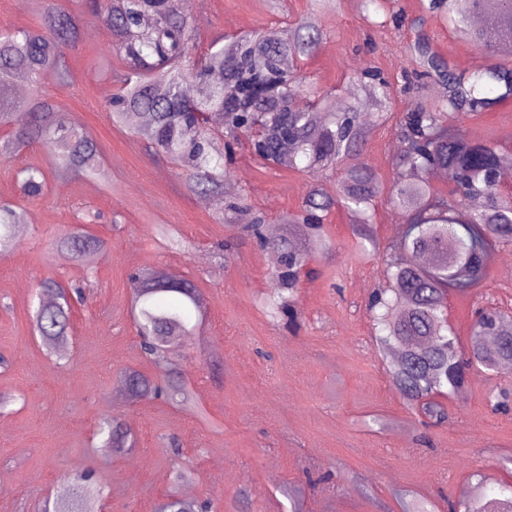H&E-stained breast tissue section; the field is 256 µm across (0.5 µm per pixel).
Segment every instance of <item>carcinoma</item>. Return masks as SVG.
<instances>
[{"label":"carcinoma","mask_w":512,"mask_h":512,"mask_svg":"<svg viewBox=\"0 0 512 512\" xmlns=\"http://www.w3.org/2000/svg\"><path fill=\"white\" fill-rule=\"evenodd\" d=\"M112 31V52L123 63L115 73L119 92L108 102L115 126H125L147 142V150L177 165L189 192L224 194L230 175L224 156H233L240 138L250 139L258 120L264 133L251 139L253 153L272 166L302 168L312 175L303 209L290 214L270 232L257 214L244 225L260 246L277 253L278 288L267 303L270 314L294 323L299 317L294 295L301 274L315 258L335 251L322 216L333 207L354 218L357 259L376 247L371 233L380 193L379 177L363 160L361 115L391 100L390 83L375 73L360 81L363 94L344 112L331 106L329 96L303 99L309 92L301 75L304 62L324 38L319 16L336 0H310L308 13L286 29L250 30L216 50L208 49L200 64L184 68L180 62L198 43L191 21L178 0H94ZM424 15L451 22L474 46L495 54L499 62L479 71H457L436 51L430 37L418 30L408 56L418 66L414 74L443 86L434 102L407 103L397 123L401 151L392 160L398 171L387 202L403 215L409 229L390 246L387 286L371 296L369 311L376 340L384 352H398L388 372L407 405L430 420L445 418L438 396H459L472 370L495 373L512 363V316L491 309L478 313L469 341L458 338L445 320L451 294L471 297L488 276L489 252L512 245V202L499 190L500 171L512 165V153L490 140L473 139L452 122L487 112L512 97V0L492 11L485 0H421ZM35 29L0 32V127L9 128L0 140V159L6 160L34 145L52 150L59 160L55 177H94L99 174V147L81 129L54 122L53 105L39 95L23 101L11 95L15 73L24 72L33 86L49 75L63 80L64 49L80 37L75 15L61 4H41ZM492 30L496 39H487ZM340 170L336 195L318 181L329 167ZM446 174L450 193L436 192L430 173ZM21 192L30 201L45 197L49 176L35 164L20 171ZM26 211L0 203V253L16 245V226ZM302 224L305 243L297 246L290 228ZM79 256L101 249L104 241L75 224L57 242ZM134 327L140 350L152 367L149 372L127 367L119 381L131 404L170 399L185 410L207 417L188 383L169 361L165 348L196 335L208 317L205 296L195 282L176 273L139 268L129 277ZM34 328L43 345L58 358L67 354L65 342L72 301H84L80 284L69 287L53 278L40 281ZM98 451L112 455L132 444L131 426L106 416L98 424ZM94 470L73 473L56 495L52 512H86L98 496ZM462 512H512V485L489 496L483 482L460 494ZM208 503L176 492L168 494L155 512H207Z\"/></svg>","instance_id":"carcinoma-1"}]
</instances>
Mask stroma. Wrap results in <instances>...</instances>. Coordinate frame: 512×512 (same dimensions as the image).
<instances>
[{
	"label": "stroma",
	"instance_id": "1",
	"mask_svg": "<svg viewBox=\"0 0 512 512\" xmlns=\"http://www.w3.org/2000/svg\"><path fill=\"white\" fill-rule=\"evenodd\" d=\"M68 6L86 38L66 50L65 80L46 77L38 91L66 123L97 140L101 174L55 179L57 162L39 146L0 160V201L26 210L17 248L0 253V354L9 359L0 369V393L15 397L0 413V512H43L64 477L86 467L103 487L89 512H154L171 489L176 462L195 474L182 493L209 499L213 512H288L282 490L289 486L301 488L303 512H402L410 499L448 512L474 479L493 489L512 484V405L496 411L487 399L512 384V375L473 373L464 394L443 398L447 421L427 426L391 383L373 340L366 303L384 282L402 216L378 202V248L360 262L349 251L350 213L332 209L323 223L336 250L314 261V274L300 282L297 326L272 322L258 304L276 286L268 249L245 236L240 223L222 222L223 208L202 207L175 165L146 151L130 129L112 126L106 105L119 85L104 68L111 43L87 24L100 11L88 0ZM396 6L405 23L384 28L362 19L358 0H339L321 15L323 42L303 68L308 86L345 100L370 67L400 83L412 67L405 52L415 34L410 21L421 10L419 0ZM307 9V0H287L282 12L272 11L269 0H194L188 18L203 53L212 40L227 43L247 29L287 27ZM424 29L458 70L493 62L439 19H427ZM372 123L365 156L388 187L401 141L394 119L376 114ZM457 127L512 150V99ZM30 163L52 176L48 194L35 202L23 201L15 178ZM230 178L248 212L274 225L298 211L310 182L304 172L265 166L243 149ZM80 212L91 215L90 231L107 242L91 263L63 258L55 246ZM161 224L174 229V242L158 238ZM220 241L232 245L221 264L212 256ZM496 252L479 296L448 300L459 342L468 339L478 303L512 310V245ZM143 266L192 278L208 299L201 338L172 351L206 419L163 401L131 404L113 396L121 369L149 367L132 324L128 282ZM48 276L87 286L86 303L73 307L62 361L33 332L34 295ZM112 414L128 421L137 443L105 457L96 431Z\"/></svg>",
	"mask_w": 512,
	"mask_h": 512
}]
</instances>
